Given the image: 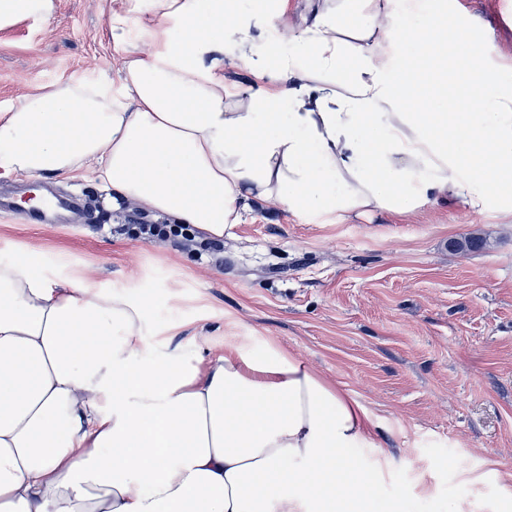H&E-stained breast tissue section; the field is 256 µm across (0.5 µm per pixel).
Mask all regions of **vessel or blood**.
<instances>
[{
    "label": "vessel or blood",
    "instance_id": "vessel-or-blood-1",
    "mask_svg": "<svg viewBox=\"0 0 512 512\" xmlns=\"http://www.w3.org/2000/svg\"><path fill=\"white\" fill-rule=\"evenodd\" d=\"M31 189L39 197V205L27 206L0 192V216L19 215L32 224H69L74 216L85 212V205L78 196L57 192L37 182L32 183Z\"/></svg>",
    "mask_w": 512,
    "mask_h": 512
}]
</instances>
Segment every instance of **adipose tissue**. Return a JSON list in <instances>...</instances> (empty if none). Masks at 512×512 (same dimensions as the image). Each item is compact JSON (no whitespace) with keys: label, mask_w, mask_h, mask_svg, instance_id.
<instances>
[{"label":"adipose tissue","mask_w":512,"mask_h":512,"mask_svg":"<svg viewBox=\"0 0 512 512\" xmlns=\"http://www.w3.org/2000/svg\"><path fill=\"white\" fill-rule=\"evenodd\" d=\"M115 2L116 77L1 112V176L87 173L215 238L257 202L332 221L512 203V64L447 0L402 21L395 0ZM54 12L0 0V31ZM146 326L141 300L0 266V512H376L350 392L289 354L206 360Z\"/></svg>","instance_id":"adipose-tissue-1"}]
</instances>
